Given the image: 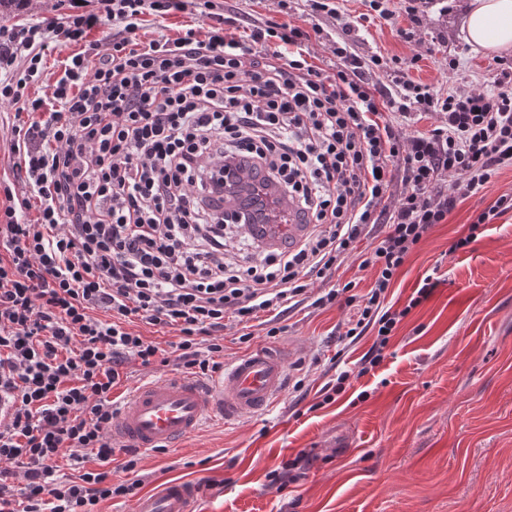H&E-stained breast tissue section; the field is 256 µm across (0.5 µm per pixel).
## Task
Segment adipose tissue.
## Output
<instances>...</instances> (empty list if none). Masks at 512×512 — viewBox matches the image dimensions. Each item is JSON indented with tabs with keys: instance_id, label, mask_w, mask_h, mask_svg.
I'll return each instance as SVG.
<instances>
[{
	"instance_id": "1",
	"label": "adipose tissue",
	"mask_w": 512,
	"mask_h": 512,
	"mask_svg": "<svg viewBox=\"0 0 512 512\" xmlns=\"http://www.w3.org/2000/svg\"><path fill=\"white\" fill-rule=\"evenodd\" d=\"M463 30L469 43L487 53L512 50V0H469Z\"/></svg>"
}]
</instances>
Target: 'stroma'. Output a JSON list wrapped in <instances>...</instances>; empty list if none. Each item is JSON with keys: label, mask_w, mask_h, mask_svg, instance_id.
I'll list each match as a JSON object with an SVG mask.
<instances>
[{"label": "stroma", "mask_w": 512, "mask_h": 512, "mask_svg": "<svg viewBox=\"0 0 512 512\" xmlns=\"http://www.w3.org/2000/svg\"><path fill=\"white\" fill-rule=\"evenodd\" d=\"M464 4L431 0L420 42L408 43L397 33L408 19H366V0H336L334 17L312 16L307 0L283 8L277 0L226 2L249 23L310 31L309 61L327 71L344 41L364 58L418 56L412 78L443 92L490 89L500 68L465 41ZM15 123L13 108H0L1 208L4 187L18 184ZM504 194L512 195L510 167L486 191L458 202L410 254L390 300L405 305L427 275L440 283L399 324L386 358L367 374L359 365L375 332L339 341L351 314L345 306H293L279 316V336L266 337L256 325L246 344L225 331V361L259 346L282 351L283 391L262 413L230 425L210 420L165 451L141 450L142 492L189 480L199 491V512H512V210L465 250L449 251ZM340 369L350 373L346 389L324 403ZM301 453L309 463L299 482L271 486L268 472Z\"/></svg>", "instance_id": "stroma-1"}]
</instances>
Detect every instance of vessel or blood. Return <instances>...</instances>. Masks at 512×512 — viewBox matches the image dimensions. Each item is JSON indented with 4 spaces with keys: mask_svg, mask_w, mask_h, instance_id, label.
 <instances>
[{
    "mask_svg": "<svg viewBox=\"0 0 512 512\" xmlns=\"http://www.w3.org/2000/svg\"><path fill=\"white\" fill-rule=\"evenodd\" d=\"M285 365L265 348L234 359L211 382L186 376L138 388L112 421V440L137 448H169L196 433L205 420L232 423L270 407L280 395ZM196 488L182 480L138 499L133 512H194Z\"/></svg>",
    "mask_w": 512,
    "mask_h": 512,
    "instance_id": "b4317fda",
    "label": "vessel or blood"
}]
</instances>
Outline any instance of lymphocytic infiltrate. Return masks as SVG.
Segmentation results:
<instances>
[{
    "mask_svg": "<svg viewBox=\"0 0 512 512\" xmlns=\"http://www.w3.org/2000/svg\"><path fill=\"white\" fill-rule=\"evenodd\" d=\"M52 19L0 26V106L23 114L12 151L20 193L0 214V512H96L136 495L138 454L117 457L108 430L124 366L222 369L224 329L276 315L295 298L336 305L330 281L364 239L374 282L346 325L376 329L361 360L385 357L399 324L431 295L433 276L400 309L386 298L400 268L458 201L512 167V65L490 90H434L414 59H362L336 47L328 72L309 63L301 28L253 26L215 0H59ZM199 9L201 24L140 41L144 14ZM111 24L106 40L90 39ZM72 46L45 96L29 97L51 43ZM369 69L388 73L378 93ZM432 116V129L398 126ZM261 172L297 202L311 231L240 268L213 200L237 189L230 169ZM403 189L383 201L394 181ZM36 208L35 220L18 215ZM323 284L309 295L307 278ZM173 333L168 348L141 325ZM79 468L58 474L62 452ZM98 466L84 468L85 453Z\"/></svg>",
    "mask_w": 512,
    "mask_h": 512,
    "instance_id": "lymphocytic-infiltrate-1",
    "label": "lymphocytic infiltrate"
}]
</instances>
